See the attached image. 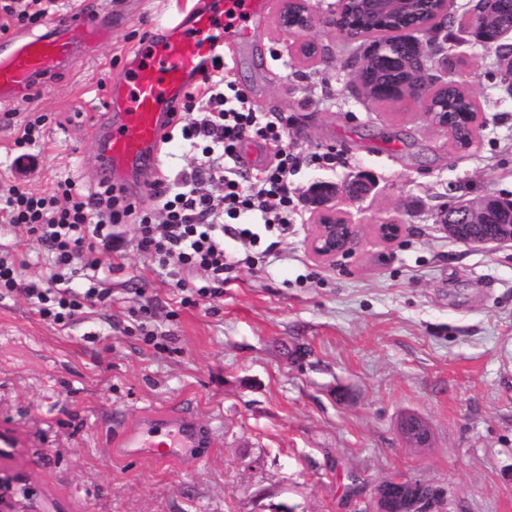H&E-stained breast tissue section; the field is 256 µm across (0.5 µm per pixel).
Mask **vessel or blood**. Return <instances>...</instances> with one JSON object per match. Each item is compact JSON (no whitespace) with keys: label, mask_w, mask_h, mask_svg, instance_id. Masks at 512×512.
Masks as SVG:
<instances>
[{"label":"vessel or blood","mask_w":512,"mask_h":512,"mask_svg":"<svg viewBox=\"0 0 512 512\" xmlns=\"http://www.w3.org/2000/svg\"><path fill=\"white\" fill-rule=\"evenodd\" d=\"M268 7L269 0H209L206 7L191 8L180 22L164 27L152 39L150 57L135 54L123 77L111 82L90 128L97 151L85 158V165L96 169L101 181L117 185L153 159L163 146L170 112L202 80L217 54L215 31L223 30L228 42L246 38ZM78 29L92 40L107 32L87 15L67 12L40 34L18 31L0 39V104L29 94L53 73L72 70L84 57L73 37ZM209 440V430L191 412L144 410L135 423L114 431L112 445L125 458L184 464L193 449Z\"/></svg>","instance_id":"1"}]
</instances>
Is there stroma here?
Returning a JSON list of instances; mask_svg holds the SVG:
<instances>
[{
  "label": "stroma",
  "mask_w": 512,
  "mask_h": 512,
  "mask_svg": "<svg viewBox=\"0 0 512 512\" xmlns=\"http://www.w3.org/2000/svg\"><path fill=\"white\" fill-rule=\"evenodd\" d=\"M197 0H112V38L30 100L0 105V180L12 182L15 132L46 114L49 143L29 188L72 178L98 186L82 159L83 121L130 52ZM320 63L268 13L234 49L227 79L257 112L288 124L312 160L292 178L288 228L225 236L242 259L218 297L182 295L151 256L126 248L111 296L66 326L21 295L0 296V433L15 448L0 472L27 476L58 512H374L398 477L440 492L441 512H512V243L467 246L435 214L459 200L512 198V97L493 51L450 28L442 80L468 78L479 108L462 149L421 104L366 99L365 40L312 32ZM201 148L165 144L160 171L192 173ZM371 176L372 192L334 205L359 227L352 253L327 262L308 245L310 183ZM408 230L387 245L376 224ZM185 406L213 431L192 465L117 456L109 435L141 410ZM421 417L427 447L403 440Z\"/></svg>",
  "instance_id": "stroma-1"
}]
</instances>
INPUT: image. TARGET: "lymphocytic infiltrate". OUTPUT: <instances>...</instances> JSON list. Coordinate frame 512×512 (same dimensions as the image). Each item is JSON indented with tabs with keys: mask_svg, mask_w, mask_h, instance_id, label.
I'll return each instance as SVG.
<instances>
[{
	"mask_svg": "<svg viewBox=\"0 0 512 512\" xmlns=\"http://www.w3.org/2000/svg\"><path fill=\"white\" fill-rule=\"evenodd\" d=\"M54 0H0V32L27 28L48 14ZM223 56L212 61L210 73L187 93L171 123L190 146L204 145L203 159L194 179L219 178L222 196L189 189L172 192L164 180L153 185L158 212L143 211L130 202L123 188L99 185L84 193L72 179L58 181L53 194L30 191L15 183L0 195V224L25 226L46 253L50 272L43 285L23 284L26 260L0 256V290L19 292L31 298L40 317L64 324L75 312L105 302L111 294L99 272L121 267L124 241L114 228L134 227L137 250L150 255L159 268L173 278L176 288H185L191 277L204 273L208 283L199 287L201 297L223 286L224 274L234 266L224 248L225 217H246L257 224L288 223L294 201L289 178L303 164L301 152L288 144L281 122L253 111L243 93H218L227 77ZM47 117L29 113L14 140L15 170L33 167L37 157L31 146L44 143ZM248 138L272 144L276 165L250 175L237 164V148ZM89 272V286L82 292L65 288V281Z\"/></svg>",
	"mask_w": 512,
	"mask_h": 512,
	"instance_id": "1",
	"label": "lymphocytic infiltrate"
}]
</instances>
